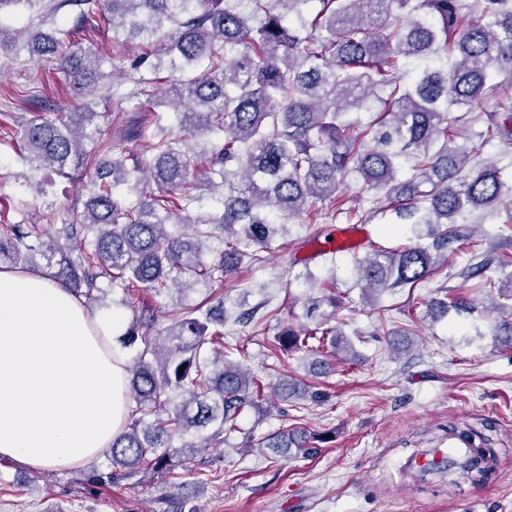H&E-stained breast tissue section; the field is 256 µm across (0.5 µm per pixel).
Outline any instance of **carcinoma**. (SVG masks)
I'll list each match as a JSON object with an SVG mask.
<instances>
[{
	"label": "carcinoma",
	"instance_id": "cac0c4a2",
	"mask_svg": "<svg viewBox=\"0 0 512 512\" xmlns=\"http://www.w3.org/2000/svg\"><path fill=\"white\" fill-rule=\"evenodd\" d=\"M20 3L43 23L77 8L72 26L24 38L15 55L51 64L83 102L78 112L0 122V143L15 149L38 193H45L37 180L43 168L79 171L86 201L63 213L62 241L45 242L44 224L1 225L0 263L25 266L43 255L49 276L92 310L121 293L132 312L121 343L138 347L127 366L133 407L104 453L107 464L84 473L90 494L140 469L174 473L238 431L245 408L268 400L258 378L224 359V298L215 289L244 259L262 260L284 231L282 219L304 214L318 224L344 214L371 222L379 211L344 209L340 189L351 178L361 193L385 198L402 223L445 226L427 246L353 256L357 279L374 294L424 282L472 210H504L512 219V162L478 160L495 139L512 145V0H0V16ZM104 24L112 42L142 46L132 88L114 84L112 98L169 111L172 126L156 119L146 158L121 140L82 151L103 117L92 92L110 74L75 35ZM489 100L492 109H479ZM361 112L377 116L364 123ZM461 122L483 124L479 143L456 144ZM205 133L217 140L198 151L192 141ZM231 177L243 186L226 195ZM203 180L220 209L194 218ZM125 187L140 194L136 204L120 196ZM493 265L512 267V254H483L462 275L512 297V272L500 283L484 277ZM198 285L205 297L187 303ZM311 287L328 294L306 296V317L344 304L335 283ZM174 292L179 310L161 329L153 301ZM426 308L444 316L468 312L471 303L450 297ZM492 336L512 348V311ZM342 343L324 318L313 329L280 331L271 347L315 357L312 366L324 374L330 359L349 361L336 353ZM277 391L284 400L322 399L319 389L288 378ZM262 447L315 452L304 431L280 432Z\"/></svg>",
	"mask_w": 512,
	"mask_h": 512
}]
</instances>
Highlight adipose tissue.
Returning a JSON list of instances; mask_svg holds the SVG:
<instances>
[{
  "mask_svg": "<svg viewBox=\"0 0 512 512\" xmlns=\"http://www.w3.org/2000/svg\"><path fill=\"white\" fill-rule=\"evenodd\" d=\"M123 323L48 276L0 265V459L77 469L111 447L131 406Z\"/></svg>",
  "mask_w": 512,
  "mask_h": 512,
  "instance_id": "adipose-tissue-1",
  "label": "adipose tissue"
}]
</instances>
